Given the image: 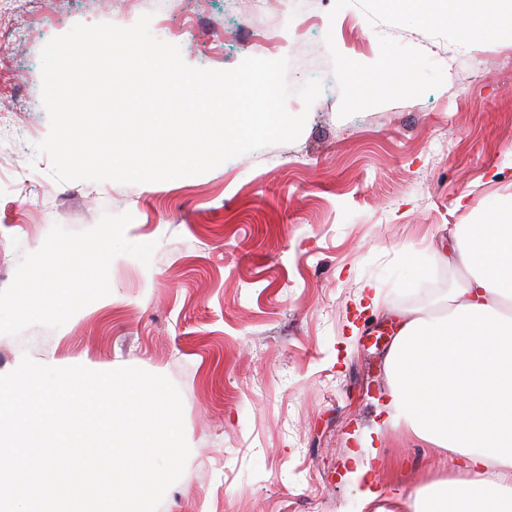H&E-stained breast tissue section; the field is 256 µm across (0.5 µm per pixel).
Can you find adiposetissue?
<instances>
[{"mask_svg":"<svg viewBox=\"0 0 512 512\" xmlns=\"http://www.w3.org/2000/svg\"><path fill=\"white\" fill-rule=\"evenodd\" d=\"M434 258L467 272L441 310L412 309L386 356L385 418L366 435L352 477L362 503L377 437L401 429L461 462L454 478L392 489L407 512H512V211L461 224Z\"/></svg>","mask_w":512,"mask_h":512,"instance_id":"adipose-tissue-1","label":"adipose tissue"}]
</instances>
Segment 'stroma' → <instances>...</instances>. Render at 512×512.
Returning a JSON list of instances; mask_svg holds the SVG:
<instances>
[{"label":"stroma","mask_w":512,"mask_h":512,"mask_svg":"<svg viewBox=\"0 0 512 512\" xmlns=\"http://www.w3.org/2000/svg\"><path fill=\"white\" fill-rule=\"evenodd\" d=\"M334 2L264 0L255 12L252 0H0V289L56 223L78 231L127 212V238L156 245L147 266L117 256L110 294L63 326L0 334V374L27 355L168 377L190 455L158 512H404L383 497L362 506L349 454L378 419L403 315L464 278L433 250L456 225L512 207V40L459 46ZM146 13L190 66L285 58L291 86L320 79L311 109L288 101L307 115L299 138L170 181L57 182L36 149L49 131L43 46L78 23L128 27ZM253 28L269 42L252 41ZM383 34L440 65L443 85L340 117L326 37L370 64ZM379 446L382 488L455 474L404 432Z\"/></svg>","instance_id":"obj_1"}]
</instances>
